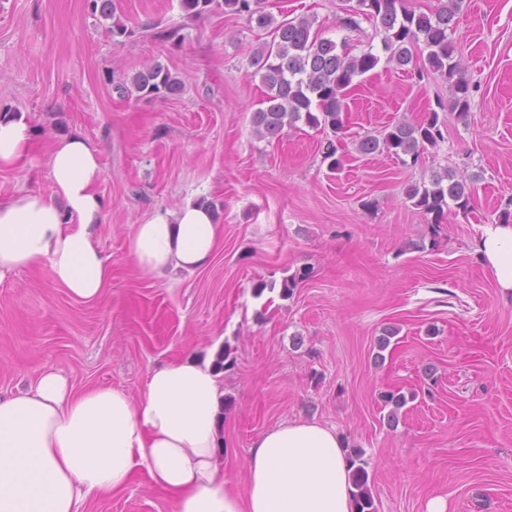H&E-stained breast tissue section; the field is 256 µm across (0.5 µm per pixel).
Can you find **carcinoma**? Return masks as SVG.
Wrapping results in <instances>:
<instances>
[{
    "instance_id": "cac0c4a2",
    "label": "carcinoma",
    "mask_w": 512,
    "mask_h": 512,
    "mask_svg": "<svg viewBox=\"0 0 512 512\" xmlns=\"http://www.w3.org/2000/svg\"><path fill=\"white\" fill-rule=\"evenodd\" d=\"M343 17L339 26L350 31L361 29L369 22L375 35L381 37L387 62L402 69L419 56L420 71L438 74L448 80L453 91L452 110L466 116L470 109V83L467 70L456 49L457 16L463 0H437L428 12L410 9L406 0H342ZM182 9L194 18H203L222 10L244 16L259 28L270 30L271 40L253 55V64L262 72L267 88L263 107L252 115V123L263 137L280 136L285 126L301 122L312 128L330 129L333 136L344 133L346 94L355 80L374 70L381 57L368 46L358 54L351 53L347 44L320 35L310 17L284 18L280 21L265 10L264 0H180ZM93 10L112 20V36L128 37L132 31L115 17L114 0H92ZM118 88L140 96L166 99L183 91L181 81L160 64H147L132 76L130 83ZM444 141L437 112L419 122H397L378 134L366 133L356 140L357 151L363 155L387 152L402 163L417 164L423 150ZM334 141L327 142L323 161L334 173L342 168ZM474 187L446 169L431 176L429 184H412L407 198L422 213L440 223L450 205L467 213L471 210ZM303 268L282 282L281 294L290 297L297 284L310 277ZM352 481L356 488V512H377L368 485L367 462L362 452L349 453Z\"/></svg>"
}]
</instances>
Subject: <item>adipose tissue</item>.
Wrapping results in <instances>:
<instances>
[{"label":"adipose tissue","mask_w":512,"mask_h":512,"mask_svg":"<svg viewBox=\"0 0 512 512\" xmlns=\"http://www.w3.org/2000/svg\"><path fill=\"white\" fill-rule=\"evenodd\" d=\"M31 147L25 115H1L0 170L18 167ZM48 168L51 194L0 203V277L44 266L72 296L98 300L112 276L99 244L107 201L98 151L82 136H60ZM223 240L217 214L190 198L138 224L127 250L139 272L160 277L206 268ZM476 250L498 288L512 293V224L486 225ZM221 353L215 346L152 369L136 396L115 387L75 391L51 367L0 395V512H79L124 489L138 467L173 494L175 512H355L345 444L314 419L262 433L246 460L245 493L226 486Z\"/></svg>","instance_id":"adipose-tissue-1"}]
</instances>
